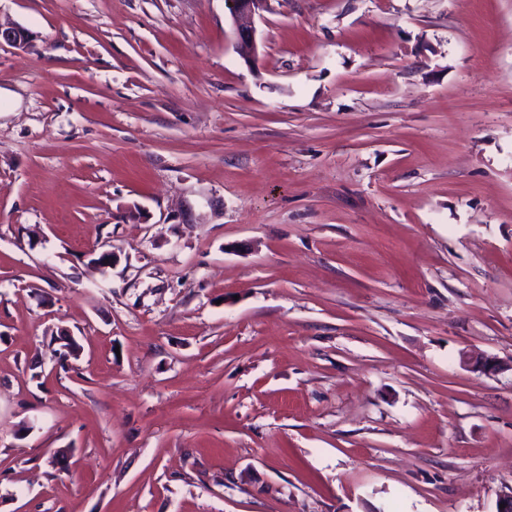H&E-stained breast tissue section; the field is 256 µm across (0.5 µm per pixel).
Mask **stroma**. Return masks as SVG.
Instances as JSON below:
<instances>
[{
  "mask_svg": "<svg viewBox=\"0 0 512 512\" xmlns=\"http://www.w3.org/2000/svg\"><path fill=\"white\" fill-rule=\"evenodd\" d=\"M0 22V512H496L512 0ZM269 0H228L232 26L238 41L240 54L245 63L253 65L258 58L255 16L266 8ZM463 363L471 367L474 371L480 372L484 375H496L507 370V368L512 370V361L507 365L496 357L486 355H466L463 357Z\"/></svg>",
  "mask_w": 512,
  "mask_h": 512,
  "instance_id": "1",
  "label": "stroma"
}]
</instances>
